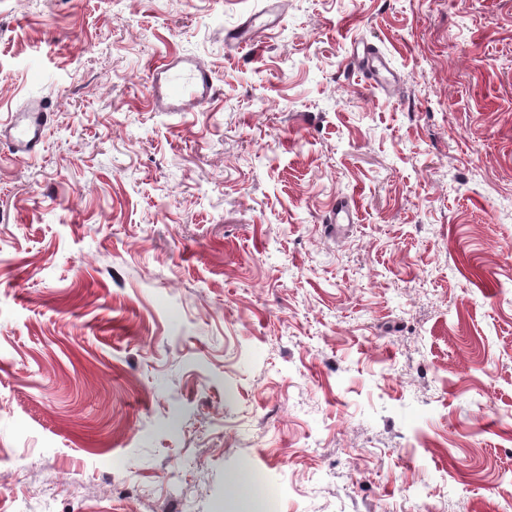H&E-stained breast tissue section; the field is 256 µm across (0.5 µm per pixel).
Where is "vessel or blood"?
Returning <instances> with one entry per match:
<instances>
[{"label": "vessel or blood", "instance_id": "vessel-or-blood-1", "mask_svg": "<svg viewBox=\"0 0 512 512\" xmlns=\"http://www.w3.org/2000/svg\"><path fill=\"white\" fill-rule=\"evenodd\" d=\"M262 28L258 16H250L237 31L225 34L224 45L230 50L247 48ZM349 62L352 70L373 80L376 86L386 85L390 67L377 47L359 39L351 41ZM149 83L153 102L162 112L200 111L215 94L211 71L194 57H166L151 70ZM47 112L43 100H26L16 109L10 123L0 129V136L8 138L16 158L35 153L43 138Z\"/></svg>", "mask_w": 512, "mask_h": 512}]
</instances>
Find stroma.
Instances as JSON below:
<instances>
[{
  "label": "stroma",
  "mask_w": 512,
  "mask_h": 512,
  "mask_svg": "<svg viewBox=\"0 0 512 512\" xmlns=\"http://www.w3.org/2000/svg\"><path fill=\"white\" fill-rule=\"evenodd\" d=\"M267 6L0 0V122L52 109L0 139V512L512 502V0H280L225 49ZM169 55L202 111L153 110ZM264 14L266 11L250 16L237 31L225 34L224 46L230 50H240L252 45L255 34L270 27L267 23L258 22ZM349 62L353 71H358L366 79L374 81L377 87L387 84V76H393L385 55L372 44L359 39L350 43ZM149 83L161 112H198L215 94L211 71L195 57H166L151 70ZM47 104L41 99H29L14 112L6 127L0 125V137L9 139L12 154L18 159L30 157L42 142L48 119Z\"/></svg>",
  "instance_id": "1"
}]
</instances>
